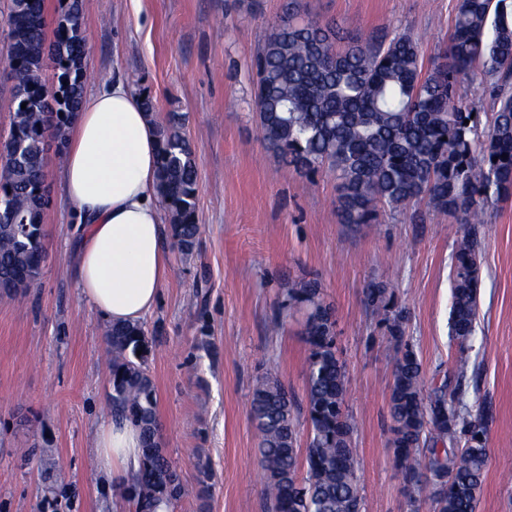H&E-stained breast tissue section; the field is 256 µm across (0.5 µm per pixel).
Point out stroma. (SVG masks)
<instances>
[{
	"label": "stroma",
	"instance_id": "stroma-1",
	"mask_svg": "<svg viewBox=\"0 0 512 512\" xmlns=\"http://www.w3.org/2000/svg\"><path fill=\"white\" fill-rule=\"evenodd\" d=\"M288 0H82L85 91L113 79L183 115L198 170L202 234L192 255L169 247L170 272L144 319L161 443L186 484L198 463L208 498L174 512H266L258 440L248 415L255 379L274 370L305 408L308 347L288 282L317 280L335 314L346 371L362 512H409L391 448L388 397L394 347L364 303L391 288L425 388L454 377L449 336L456 217L415 201L378 223H340L336 182L306 175L271 151L256 116L251 60ZM458 0H301L300 11L361 38L410 34L431 67L448 43ZM46 259L35 286L0 297V512H135L96 459L110 415L108 323L81 299L72 275L78 235L55 151L46 155ZM480 317L469 343L466 402H492L489 462L479 512H512V199L484 208ZM280 322L271 333L272 322ZM65 478L43 492L47 463Z\"/></svg>",
	"mask_w": 512,
	"mask_h": 512
}]
</instances>
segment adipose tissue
I'll return each mask as SVG.
<instances>
[{
  "mask_svg": "<svg viewBox=\"0 0 512 512\" xmlns=\"http://www.w3.org/2000/svg\"><path fill=\"white\" fill-rule=\"evenodd\" d=\"M159 123L122 80L83 95L64 152L66 191L81 227L73 277L111 323H136L157 305L168 275L158 192ZM116 484L132 480L141 435L108 418L96 446Z\"/></svg>",
  "mask_w": 512,
  "mask_h": 512,
  "instance_id": "obj_1",
  "label": "adipose tissue"
}]
</instances>
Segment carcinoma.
Returning <instances> with one entry per match:
<instances>
[{"label":"carcinoma","mask_w":512,"mask_h":512,"mask_svg":"<svg viewBox=\"0 0 512 512\" xmlns=\"http://www.w3.org/2000/svg\"><path fill=\"white\" fill-rule=\"evenodd\" d=\"M81 5L82 0H68L51 30L45 0H10L5 18L13 34L6 74L15 91L10 135L16 144L0 163V195L13 213L12 220H0V293L6 296L19 293L12 286L15 277L33 285L40 275L46 145L54 137L64 149L86 78ZM341 40L339 29L301 17L298 0H289L253 64L263 140L294 169L335 176L344 224L370 223L378 205L394 208L414 200L457 218L461 234L452 252L449 330L461 346L462 376L469 364L463 346L474 336L479 305L478 214L489 201L512 196V0H458L448 45L426 72L419 45L408 35L353 38L343 46ZM47 54L55 62L54 84L44 78ZM473 70L492 93V118L482 141L479 113L457 97L458 84ZM158 178L176 247L189 255L201 234L198 174L177 112L161 124ZM282 293L285 306L302 314L311 438L306 476L299 480L293 398L277 376L259 378L249 417L259 438L268 512H361L332 310L315 280L290 282ZM366 304L396 347L391 447L413 512L423 499L434 512H479L493 405L484 403L471 415L460 389L446 381L423 394V366L404 340L405 317L394 309L392 292L373 284ZM106 337L112 413L143 432L133 484L138 512L169 509L189 489L160 445L155 386L144 355L137 354L147 350L148 340L141 325L130 323L109 326Z\"/></svg>","instance_id":"cac0c4a2"}]
</instances>
